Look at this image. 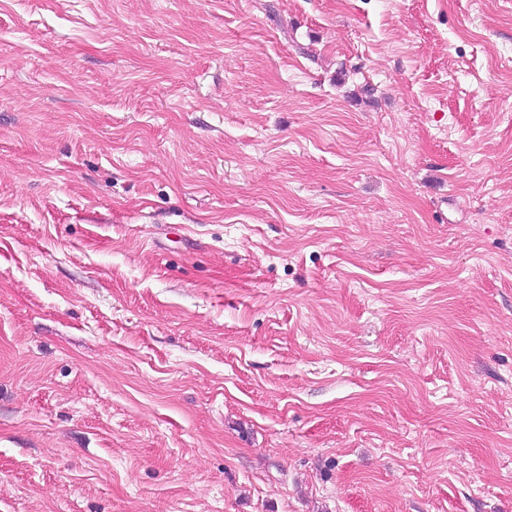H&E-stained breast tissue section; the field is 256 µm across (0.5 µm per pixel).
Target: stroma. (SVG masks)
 I'll use <instances>...</instances> for the list:
<instances>
[{
    "label": "stroma",
    "mask_w": 512,
    "mask_h": 512,
    "mask_svg": "<svg viewBox=\"0 0 512 512\" xmlns=\"http://www.w3.org/2000/svg\"><path fill=\"white\" fill-rule=\"evenodd\" d=\"M0 512H512V0H0Z\"/></svg>",
    "instance_id": "stroma-1"
}]
</instances>
